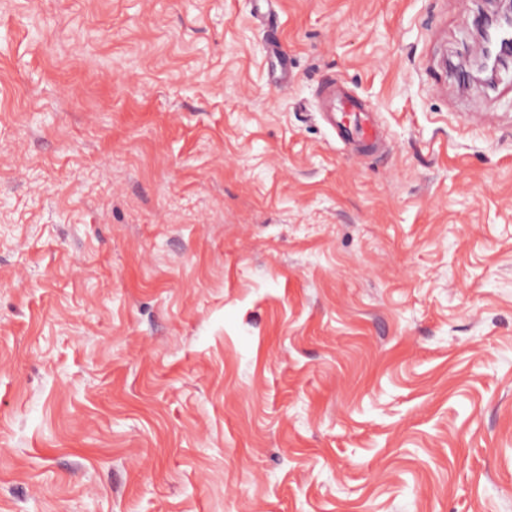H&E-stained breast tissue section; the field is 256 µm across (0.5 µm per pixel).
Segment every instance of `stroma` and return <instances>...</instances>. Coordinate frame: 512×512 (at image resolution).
<instances>
[{"label":"stroma","instance_id":"stroma-1","mask_svg":"<svg viewBox=\"0 0 512 512\" xmlns=\"http://www.w3.org/2000/svg\"><path fill=\"white\" fill-rule=\"evenodd\" d=\"M478 8L0 0V512H512V94L425 78ZM319 95L340 140L365 150L371 149L379 141L377 121L371 111L354 95H336V79L326 82ZM338 113L341 115L338 116Z\"/></svg>","mask_w":512,"mask_h":512}]
</instances>
